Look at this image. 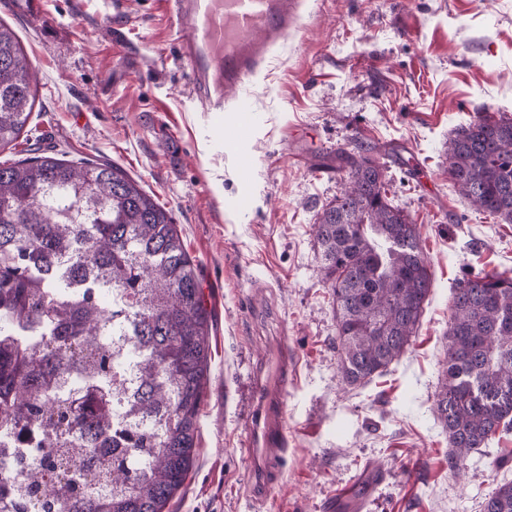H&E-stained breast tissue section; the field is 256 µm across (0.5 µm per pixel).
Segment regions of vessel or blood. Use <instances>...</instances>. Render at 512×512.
Returning a JSON list of instances; mask_svg holds the SVG:
<instances>
[{
	"mask_svg": "<svg viewBox=\"0 0 512 512\" xmlns=\"http://www.w3.org/2000/svg\"><path fill=\"white\" fill-rule=\"evenodd\" d=\"M183 31L181 61L196 99L211 112H229L236 139L253 125L250 110L229 106L232 91L244 86L266 64L273 47L301 25L300 0H167ZM297 367L294 351L281 346L277 382L257 383L255 448L252 462L259 477L254 494L265 499L279 485V462L288 453V384Z\"/></svg>",
	"mask_w": 512,
	"mask_h": 512,
	"instance_id": "obj_1",
	"label": "vessel or blood"
}]
</instances>
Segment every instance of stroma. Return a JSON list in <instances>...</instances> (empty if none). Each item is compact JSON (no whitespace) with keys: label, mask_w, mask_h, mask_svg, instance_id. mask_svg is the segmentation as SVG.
I'll return each instance as SVG.
<instances>
[{"label":"stroma","mask_w":512,"mask_h":512,"mask_svg":"<svg viewBox=\"0 0 512 512\" xmlns=\"http://www.w3.org/2000/svg\"><path fill=\"white\" fill-rule=\"evenodd\" d=\"M34 65L37 98L0 162L54 156L122 168L166 208L210 314L211 360L190 475L165 512H329L380 473L352 512H482L512 481V430L463 477L434 412L452 292L468 274L512 276V224L479 212L448 176L446 143L479 112L512 116V0H305L301 28L234 95L254 128L238 144L190 95L165 0H0ZM373 146L387 196L417 224L432 287L406 353L345 382L336 303L313 225L340 194L338 150ZM253 159L242 187L238 156ZM248 189V204L227 209ZM299 360L288 397L286 481L250 495L252 383L279 340Z\"/></svg>","instance_id":"stroma-1"}]
</instances>
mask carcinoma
<instances>
[{
	"mask_svg": "<svg viewBox=\"0 0 512 512\" xmlns=\"http://www.w3.org/2000/svg\"><path fill=\"white\" fill-rule=\"evenodd\" d=\"M37 81L16 33L0 22V150L14 145ZM344 191L316 219L336 302L339 370L350 384L383 374L407 350L432 286L420 233L387 197L384 172L346 152ZM448 174L477 211L512 223V117L477 115L448 140ZM118 291L121 299L103 297ZM138 364L121 446L108 452L120 409L116 328ZM210 357L209 314L168 211L114 164L51 156L0 164V436L33 429L55 444L27 449L0 472L14 512H164L189 477ZM483 391L509 394L479 403ZM434 412L449 461H466L512 429V277L453 288L446 369ZM483 512H512V483Z\"/></svg>",
	"mask_w": 512,
	"mask_h": 512,
	"instance_id": "1",
	"label": "carcinoma"
}]
</instances>
